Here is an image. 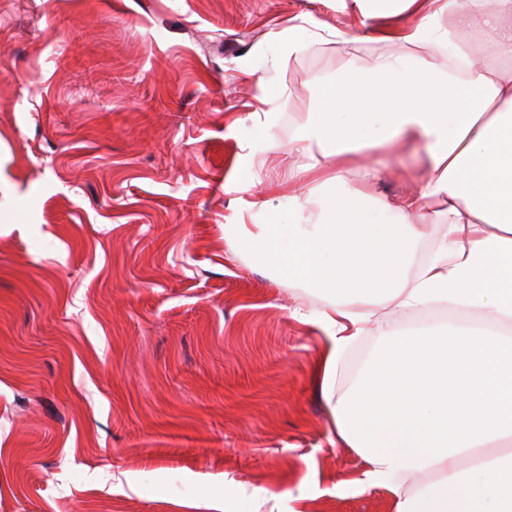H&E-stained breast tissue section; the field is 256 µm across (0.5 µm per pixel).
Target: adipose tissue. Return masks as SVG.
<instances>
[{
    "label": "adipose tissue",
    "mask_w": 512,
    "mask_h": 512,
    "mask_svg": "<svg viewBox=\"0 0 512 512\" xmlns=\"http://www.w3.org/2000/svg\"><path fill=\"white\" fill-rule=\"evenodd\" d=\"M418 23L380 31L406 51L381 59L378 75L401 95L390 112L357 114L341 85L326 84L290 150L307 159L310 194L289 195V223L228 224L225 239L255 251L256 262L305 288L349 286L353 277L399 239L386 287L363 282L352 298L304 314L327 345L315 371L337 438L366 465L361 483L382 487L394 512H512V453L457 468L458 458L489 444H512V0H398ZM477 30L495 49L486 63L438 24ZM424 141L427 164L419 194L374 196L375 150ZM359 167L367 185L344 190L343 174ZM356 203V228L343 205ZM439 242L415 263L419 244ZM419 314L445 305L467 323L404 331L381 328L377 346L344 390L336 378L344 353L364 332L378 302ZM421 481L407 487L405 473Z\"/></svg>",
    "instance_id": "1"
}]
</instances>
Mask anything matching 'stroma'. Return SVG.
I'll return each instance as SVG.
<instances>
[{"instance_id":"35a3bbf8","label":"stroma","mask_w":512,"mask_h":512,"mask_svg":"<svg viewBox=\"0 0 512 512\" xmlns=\"http://www.w3.org/2000/svg\"><path fill=\"white\" fill-rule=\"evenodd\" d=\"M294 17L354 33L309 36ZM330 0H0V512H393L358 484L294 316L344 290L271 277L224 239L312 184L288 144L347 65L403 51ZM274 143L266 166L247 145ZM424 143L390 160L412 189ZM389 322L345 354L347 386ZM266 490L258 502L255 490Z\"/></svg>"}]
</instances>
